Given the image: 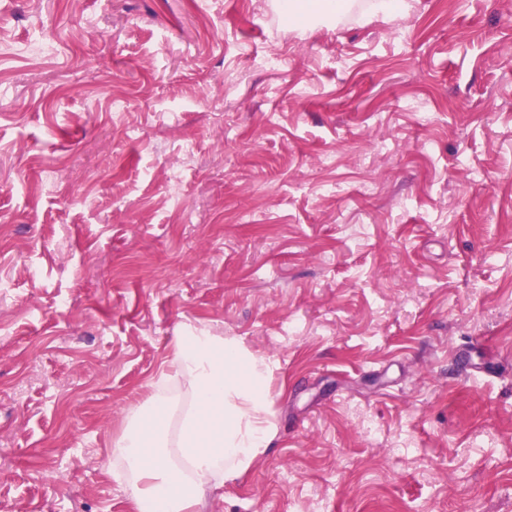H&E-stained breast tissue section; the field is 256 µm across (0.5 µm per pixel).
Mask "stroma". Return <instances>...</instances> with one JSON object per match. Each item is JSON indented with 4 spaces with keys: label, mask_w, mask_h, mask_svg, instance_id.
<instances>
[{
    "label": "stroma",
    "mask_w": 512,
    "mask_h": 512,
    "mask_svg": "<svg viewBox=\"0 0 512 512\" xmlns=\"http://www.w3.org/2000/svg\"><path fill=\"white\" fill-rule=\"evenodd\" d=\"M406 4L0 0V512H132L188 325L276 425L197 512H512V0ZM281 2L282 10L288 13L289 21L294 24L304 22L308 14L313 17L336 13V16L339 17L344 14L348 7V1L346 0H302L301 2H306V4L299 8L295 4V2H298L296 0Z\"/></svg>",
    "instance_id": "stroma-1"
}]
</instances>
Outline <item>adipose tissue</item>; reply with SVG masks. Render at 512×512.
Returning <instances> with one entry per match:
<instances>
[{
	"instance_id": "obj_1",
	"label": "adipose tissue",
	"mask_w": 512,
	"mask_h": 512,
	"mask_svg": "<svg viewBox=\"0 0 512 512\" xmlns=\"http://www.w3.org/2000/svg\"><path fill=\"white\" fill-rule=\"evenodd\" d=\"M166 365L190 395L179 419L155 396L130 410L114 450L112 477L130 485L134 512H196L205 489L248 472L273 438L268 359L188 326Z\"/></svg>"
}]
</instances>
